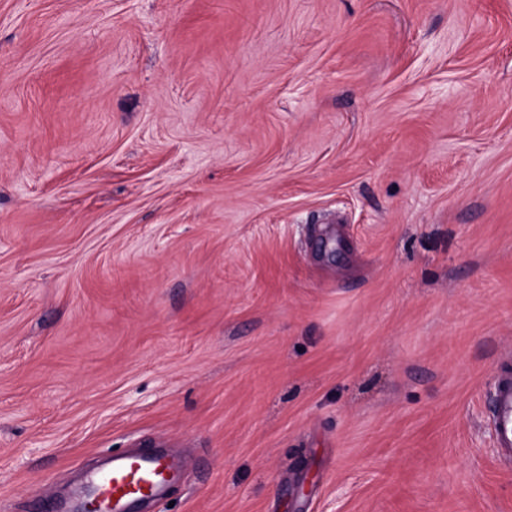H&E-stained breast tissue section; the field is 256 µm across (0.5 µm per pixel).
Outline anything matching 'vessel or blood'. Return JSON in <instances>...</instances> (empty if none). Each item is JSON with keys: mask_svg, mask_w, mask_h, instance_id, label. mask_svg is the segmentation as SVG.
<instances>
[{"mask_svg": "<svg viewBox=\"0 0 512 512\" xmlns=\"http://www.w3.org/2000/svg\"><path fill=\"white\" fill-rule=\"evenodd\" d=\"M492 402L498 445L512 453V363L500 365ZM176 471V462L165 456L118 452L109 468L89 474L86 488L102 512H135L144 500H163Z\"/></svg>", "mask_w": 512, "mask_h": 512, "instance_id": "1", "label": "vessel or blood"}]
</instances>
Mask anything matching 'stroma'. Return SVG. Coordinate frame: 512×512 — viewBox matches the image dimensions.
<instances>
[{
  "label": "stroma",
  "instance_id": "35a3bbf8",
  "mask_svg": "<svg viewBox=\"0 0 512 512\" xmlns=\"http://www.w3.org/2000/svg\"><path fill=\"white\" fill-rule=\"evenodd\" d=\"M507 355L512 0H0V512H512ZM491 422L496 431L499 448L512 455V361L499 367L492 394ZM177 467L167 456L115 453L109 468L89 474L86 498H97L106 512H134L146 499H164Z\"/></svg>",
  "mask_w": 512,
  "mask_h": 512
}]
</instances>
